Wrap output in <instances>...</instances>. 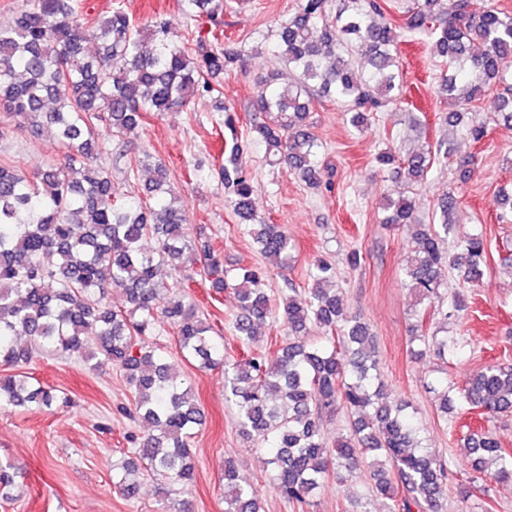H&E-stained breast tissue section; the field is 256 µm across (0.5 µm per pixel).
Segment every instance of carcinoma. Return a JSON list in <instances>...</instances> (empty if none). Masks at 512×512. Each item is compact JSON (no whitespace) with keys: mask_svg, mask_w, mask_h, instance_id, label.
Instances as JSON below:
<instances>
[{"mask_svg":"<svg viewBox=\"0 0 512 512\" xmlns=\"http://www.w3.org/2000/svg\"><path fill=\"white\" fill-rule=\"evenodd\" d=\"M24 2L13 22L0 26V139L17 124L37 134L48 129L60 153L29 174L0 159V407L50 408L61 399L57 389L18 373L41 350L119 369L132 397L123 412L147 426L123 462L121 494L137 498L148 472L159 481L162 512H193L190 499L169 496L197 481L190 438L204 413L177 366L145 341L168 324L186 361L224 368L225 396L236 406L239 430L266 442L264 464L288 504L307 503L331 474L366 470L387 512H444L449 462L416 438L408 403L388 400L369 325L345 312L332 264L313 263L307 290L292 291L279 306L260 288L264 267L227 268L211 241L190 237L184 210L165 202L174 193L162 163L153 164L155 177L143 195L114 201L112 175L103 165L109 142L137 132L148 114L182 112L195 96L222 97V78L245 64L244 51L221 45L215 33L213 42L200 39L191 47L172 38L163 18L140 27L122 7L88 19L77 0ZM179 5L192 21L221 25L222 0ZM328 8L329 0H300L274 34V57L295 78L280 82L278 68L260 76L254 109L271 122H253L240 135L236 114L219 108L231 143L218 176L260 255L279 268L288 267L293 245L283 227L256 216L243 151L259 141L270 167H285L312 187L327 184L321 143L307 124L313 102L332 100L352 127H368L401 101L404 33L428 36L442 58L440 89L457 106L445 117L448 124L460 123L468 106L480 101L512 122V84L505 79L512 67V13L482 0H417L399 27L386 17V0H339L332 18ZM90 43L98 45L92 54ZM452 152L446 142H427L404 155L380 151L376 163L411 189L431 161ZM475 165L476 155L460 157L459 179L468 180ZM453 204V197H444L438 223L419 225L417 248L403 269L406 286L427 301L415 312L419 330L427 310L443 300L448 271L465 284L482 285L483 237L469 234L453 251L443 246ZM384 211V224L416 223L410 195L387 199ZM147 238L155 240L154 248L142 247ZM195 265L215 294L232 290L240 310L233 328L242 343L257 341L272 329L271 321H282L285 334L274 357L238 359L224 351L214 342L213 324L180 288L158 304L165 279ZM114 288L123 291L127 309L108 301ZM314 327L323 331L319 344L309 341ZM410 344L411 355L431 351L445 364L458 349L452 338L420 333ZM429 392L445 415L456 400L491 418L511 415L512 363L473 371L454 399L446 383ZM339 408L348 415V431L330 448L322 430ZM465 447L475 473L512 486V455L492 430H471ZM223 480L225 512H261L230 457L224 458ZM14 487V473L0 465V499H12Z\"/></svg>","mask_w":512,"mask_h":512,"instance_id":"carcinoma-1","label":"carcinoma"}]
</instances>
